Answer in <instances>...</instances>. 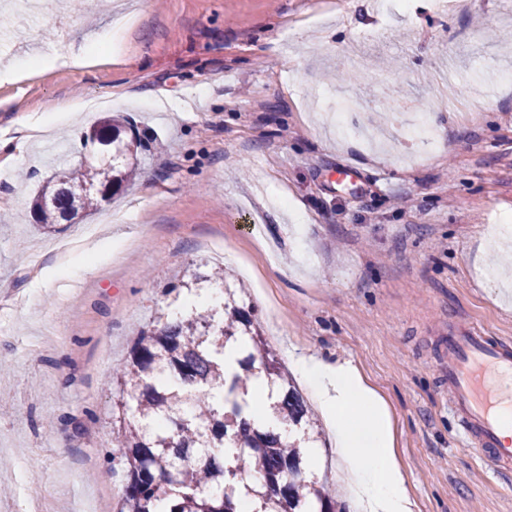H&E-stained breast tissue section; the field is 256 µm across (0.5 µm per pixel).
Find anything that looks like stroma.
I'll use <instances>...</instances> for the list:
<instances>
[{
	"label": "stroma",
	"instance_id": "1",
	"mask_svg": "<svg viewBox=\"0 0 512 512\" xmlns=\"http://www.w3.org/2000/svg\"><path fill=\"white\" fill-rule=\"evenodd\" d=\"M137 24L110 47L113 14ZM0 26V512H116L105 379L186 268L245 288L285 364L351 363L384 400L414 512H512V474L463 447L435 370L464 316L512 343V10L500 0H46ZM92 48L90 68L63 63ZM47 57L40 71L12 59ZM162 145L50 233L37 181L84 157L88 104ZM76 110L32 139L40 114ZM426 114L446 146L393 117ZM351 164L357 185L336 184ZM312 469L359 512L331 429Z\"/></svg>",
	"mask_w": 512,
	"mask_h": 512
}]
</instances>
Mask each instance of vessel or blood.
<instances>
[{
    "mask_svg": "<svg viewBox=\"0 0 512 512\" xmlns=\"http://www.w3.org/2000/svg\"><path fill=\"white\" fill-rule=\"evenodd\" d=\"M436 369L448 405L469 448L498 472H512V344L490 336L478 323L449 321Z\"/></svg>",
    "mask_w": 512,
    "mask_h": 512,
    "instance_id": "b4317fda",
    "label": "vessel or blood"
}]
</instances>
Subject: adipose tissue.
Instances as JSON below:
<instances>
[{
	"mask_svg": "<svg viewBox=\"0 0 512 512\" xmlns=\"http://www.w3.org/2000/svg\"><path fill=\"white\" fill-rule=\"evenodd\" d=\"M331 425L344 461L345 478L363 512H413L403 476L393 461V429L381 397L351 364L331 365L313 357L295 361ZM270 387L255 378L242 413L253 427L288 435V427L266 409Z\"/></svg>",
	"mask_w": 512,
	"mask_h": 512,
	"instance_id": "1",
	"label": "adipose tissue"
}]
</instances>
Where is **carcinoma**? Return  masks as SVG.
I'll use <instances>...</instances> for the list:
<instances>
[{
	"label": "carcinoma",
	"instance_id": "obj_1",
	"mask_svg": "<svg viewBox=\"0 0 512 512\" xmlns=\"http://www.w3.org/2000/svg\"><path fill=\"white\" fill-rule=\"evenodd\" d=\"M101 150L64 168L65 180H44L33 206L36 223L56 231L63 221L97 209L137 174L138 152L147 144L121 117H106L85 132ZM224 284V273H191L167 294ZM245 338L240 372L229 392H248L264 375L275 399L269 412L298 433L283 438L236 422L242 408L213 401L224 388V345ZM117 412L112 414V471L122 470L119 512H234L238 483L255 475L261 501L255 512H347L336 496L304 471L308 444L319 429L312 410L267 347L254 309L237 303L235 292L219 309L192 311L177 320L161 312L141 331L129 358L107 379ZM236 451L224 453L227 441Z\"/></svg>",
	"mask_w": 512,
	"mask_h": 512
}]
</instances>
